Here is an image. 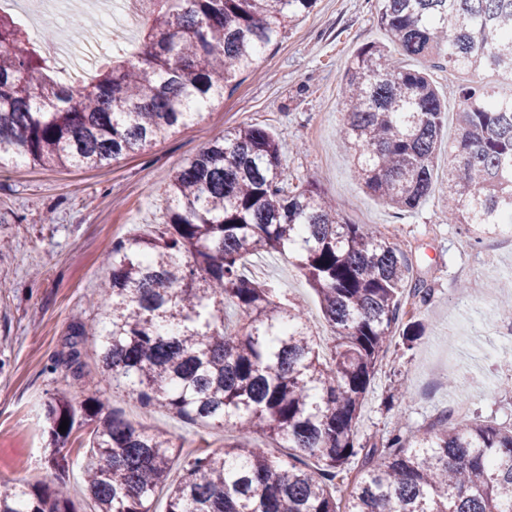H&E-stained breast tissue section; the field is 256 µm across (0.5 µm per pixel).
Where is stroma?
Here are the masks:
<instances>
[{
  "mask_svg": "<svg viewBox=\"0 0 512 512\" xmlns=\"http://www.w3.org/2000/svg\"><path fill=\"white\" fill-rule=\"evenodd\" d=\"M377 0H316L310 12L271 45L251 71L225 89L219 105L152 147L102 169L0 168V487L56 483L44 463L49 443L43 407L55 396L74 406L99 402L82 417L61 453L69 461L68 493L91 512L83 470L91 433L111 415L166 431L195 448L224 446L222 430H202L172 414L143 413L127 392L100 383L94 340L78 323L99 314L105 256L113 241L164 222L172 174L224 130L242 124L272 131L293 182H315L352 223L368 224L411 252L416 272L433 287L421 313L424 334L413 347H391L365 397L359 435L368 439L426 427L444 410L512 424V324L496 307L498 284L512 279V238L471 245L442 200L451 157L440 150L433 191L413 212L399 214L369 194L337 131L347 65L364 44L384 40ZM306 307L315 330L325 325L306 279L284 258L263 261ZM456 376L461 389L448 385ZM406 397H394L396 385Z\"/></svg>",
  "mask_w": 512,
  "mask_h": 512,
  "instance_id": "1",
  "label": "stroma"
}]
</instances>
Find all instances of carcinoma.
Instances as JSON below:
<instances>
[{"label": "carcinoma", "instance_id": "cac0c4a2", "mask_svg": "<svg viewBox=\"0 0 512 512\" xmlns=\"http://www.w3.org/2000/svg\"><path fill=\"white\" fill-rule=\"evenodd\" d=\"M138 50L104 54L91 86L52 76L51 60L0 14V166L98 169L202 116L315 0H133ZM389 44L353 56L341 144L357 177L397 212L431 194L447 109L426 71L471 75L448 143V222L474 242L512 222V96L486 78L512 75V0H378ZM163 227L112 243L100 316L79 327L97 344L100 381L149 410L231 429L221 450L183 453L164 431L120 416L93 430L85 487L95 512H505L512 507V425L448 411L411 434L362 441L359 418L404 317L407 342L433 289L408 254L352 224L312 182L289 183L266 128L224 131L172 175ZM292 259L333 336L330 359L304 307L246 270L251 256ZM54 398L44 418L50 468L78 415ZM65 432H59L62 420ZM284 442L270 456L253 435ZM182 475L169 482L174 464ZM0 512H77L65 483L0 489Z\"/></svg>", "mask_w": 512, "mask_h": 512}]
</instances>
